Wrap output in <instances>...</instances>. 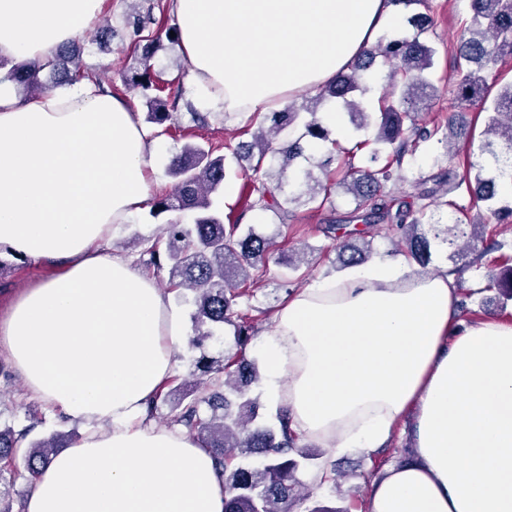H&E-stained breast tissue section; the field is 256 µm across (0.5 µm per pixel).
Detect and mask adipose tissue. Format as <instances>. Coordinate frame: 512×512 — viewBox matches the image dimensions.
Wrapping results in <instances>:
<instances>
[{"mask_svg":"<svg viewBox=\"0 0 512 512\" xmlns=\"http://www.w3.org/2000/svg\"><path fill=\"white\" fill-rule=\"evenodd\" d=\"M104 0H0V58L45 63ZM194 103L245 124L347 71L399 28L396 0H171ZM157 146L125 101L83 80L19 98L0 82V250L49 264L0 310V355L27 391L85 423L36 477L25 512H224V477L146 405L187 337L131 258L102 251L143 208ZM447 268L377 261L285 300L262 342L272 409L338 452H410L372 481L370 512H512V323L462 325Z\"/></svg>","mask_w":512,"mask_h":512,"instance_id":"ef3b65f1","label":"adipose tissue"}]
</instances>
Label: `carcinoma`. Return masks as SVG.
I'll return each mask as SVG.
<instances>
[{
  "label": "carcinoma",
  "mask_w": 512,
  "mask_h": 512,
  "mask_svg": "<svg viewBox=\"0 0 512 512\" xmlns=\"http://www.w3.org/2000/svg\"><path fill=\"white\" fill-rule=\"evenodd\" d=\"M133 12L122 17L118 27L106 19L91 36V43L109 49L112 39L123 30L129 34L128 55L133 59L123 71L127 86L139 90L148 107V122L163 125L183 108L192 111L197 121L205 116L193 110L175 85L180 77L160 79L155 69V56L163 49V41H179L170 36L178 32L175 26L162 28L155 12H164L160 0H132ZM409 6H421L422 12L406 17L407 27L399 36L381 40L365 49L351 69L341 74L336 82L320 89L318 94L301 106L291 103L278 112H256L246 127L254 129L252 140L239 146V156L257 158L253 171H264L273 189L255 188L258 198L247 204L272 213L282 226H287L286 204L295 200L280 197L282 185L288 177L292 162L303 156L305 138L327 140V133L318 121L317 104L331 98L342 104L349 123L355 131L365 132L375 127L373 138L355 143L354 150L332 148L317 164L321 176L307 169L302 175V191L310 202L334 207L331 188L341 187L352 194L354 208L335 219L327 232L343 231L347 242L338 248L340 262L348 267L362 263L368 256V246L357 236L363 231L349 228L357 221L366 228L385 224L390 231H398L405 243L406 254L421 266L431 261L432 246L441 243L448 247L449 258L463 251L462 244L478 236L485 221L464 224L455 219L447 224L432 221L431 207L438 200L458 212L463 207L455 198L468 193L473 203L483 202L494 223L504 216H512V206L496 207V184L507 177L502 162L512 156V83L491 92L480 72L503 56L512 55V0H469L470 21L460 37L454 60L455 81L453 94L461 102L478 99L489 103L485 135L502 142L497 149L494 142L484 141L479 159L469 163L466 174L459 180L452 176L422 177L414 182L418 207L405 205L392 209L382 195V189L393 181V168H402L406 156L413 155L422 141L438 139L448 142V131L455 129L458 119L451 118L432 127L417 123L416 114L435 96L436 88L429 78L434 67L436 49L430 44L428 33L434 21L429 14L428 0H399ZM82 48L76 43L61 46L54 58L46 64L27 61L9 62L0 59V70L5 78L22 86L28 92H43L77 82L81 79L98 81L95 73L79 64ZM390 65L388 73L390 92L380 98V120L361 102L350 98L362 87L363 73L373 68L377 59ZM374 143L365 165L354 164L356 152ZM267 169H262L265 161ZM168 174L175 180L171 193L154 199L151 214H169L158 238L139 241L140 257L148 268L168 269L167 288L181 293H193L192 314L196 327L209 326L197 333L193 344L204 342L224 332V326L235 328V342L241 347L249 339L251 326L243 321L238 311L239 299L249 295L248 281L260 279L275 240L255 228L247 234H237L239 225L224 223V211L214 205L212 195L224 184L226 169L224 156L210 148L186 144L173 156ZM435 187L426 188L428 181ZM429 229L421 230L423 224ZM255 274H250V271ZM194 387L189 390L159 386L148 404V416L158 402L168 403L173 416L171 424L197 435L212 454L216 468L224 474V512H299V506L310 494L299 492L301 482L298 469L319 459V454L297 447V436L290 427V419L280 413L279 428L274 430L258 422L256 400L249 396V388L257 377L256 365L244 358L223 355L210 358L205 355L196 361L190 371ZM24 434L11 429H0V485L17 454ZM62 447L56 436L30 444L24 455L26 470L36 475L51 461Z\"/></svg>",
  "instance_id": "obj_1"
}]
</instances>
